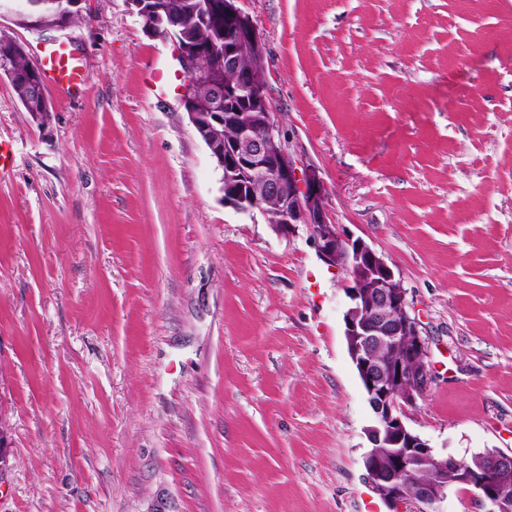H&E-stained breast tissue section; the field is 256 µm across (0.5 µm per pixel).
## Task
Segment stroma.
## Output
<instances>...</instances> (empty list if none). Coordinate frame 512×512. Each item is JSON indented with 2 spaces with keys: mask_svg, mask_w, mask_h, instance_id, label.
<instances>
[{
  "mask_svg": "<svg viewBox=\"0 0 512 512\" xmlns=\"http://www.w3.org/2000/svg\"><path fill=\"white\" fill-rule=\"evenodd\" d=\"M55 33L38 123L0 76V512H391L305 229L226 206L172 42L130 0ZM287 151L393 264L434 382L407 423L512 451V0H243ZM42 61L49 83L57 89L69 90L80 85L84 79L80 59L63 44L47 49Z\"/></svg>",
  "mask_w": 512,
  "mask_h": 512,
  "instance_id": "stroma-1",
  "label": "stroma"
}]
</instances>
